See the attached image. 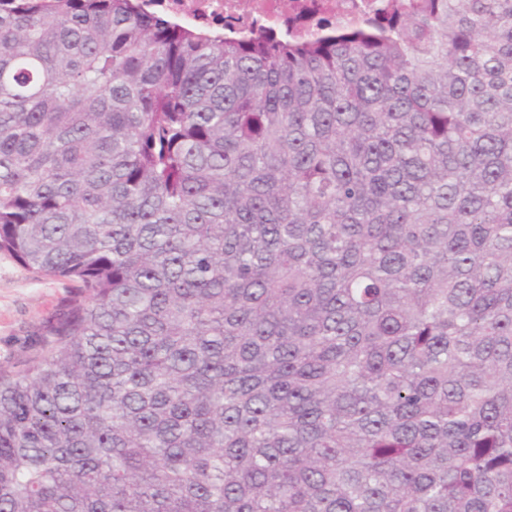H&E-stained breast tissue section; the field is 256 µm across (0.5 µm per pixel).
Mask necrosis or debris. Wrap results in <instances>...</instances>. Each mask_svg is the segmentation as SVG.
I'll return each mask as SVG.
<instances>
[{"label": "necrosis or debris", "instance_id": "4bbe7bcc", "mask_svg": "<svg viewBox=\"0 0 512 512\" xmlns=\"http://www.w3.org/2000/svg\"><path fill=\"white\" fill-rule=\"evenodd\" d=\"M387 0H144L146 9L229 33L279 31L305 38L319 25L354 26L383 11Z\"/></svg>", "mask_w": 512, "mask_h": 512}]
</instances>
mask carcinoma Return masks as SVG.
Wrapping results in <instances>:
<instances>
[{"label":"carcinoma","mask_w":512,"mask_h":512,"mask_svg":"<svg viewBox=\"0 0 512 512\" xmlns=\"http://www.w3.org/2000/svg\"><path fill=\"white\" fill-rule=\"evenodd\" d=\"M0 512H512V0L230 39L0 0ZM77 284L37 277L13 256L0 252V370H18L37 349L38 334L53 320Z\"/></svg>","instance_id":"cac0c4a2"}]
</instances>
